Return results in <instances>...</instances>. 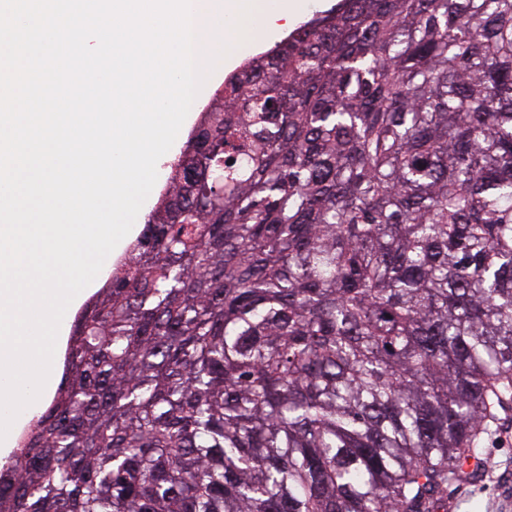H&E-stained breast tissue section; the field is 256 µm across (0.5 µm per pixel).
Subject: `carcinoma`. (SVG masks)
Returning <instances> with one entry per match:
<instances>
[{
  "mask_svg": "<svg viewBox=\"0 0 512 512\" xmlns=\"http://www.w3.org/2000/svg\"><path fill=\"white\" fill-rule=\"evenodd\" d=\"M511 406L512 0H338L202 113L0 512H438Z\"/></svg>",
  "mask_w": 512,
  "mask_h": 512,
  "instance_id": "cac0c4a2",
  "label": "carcinoma"
}]
</instances>
